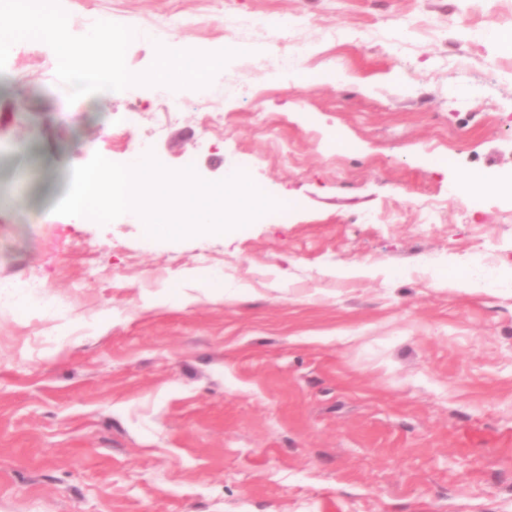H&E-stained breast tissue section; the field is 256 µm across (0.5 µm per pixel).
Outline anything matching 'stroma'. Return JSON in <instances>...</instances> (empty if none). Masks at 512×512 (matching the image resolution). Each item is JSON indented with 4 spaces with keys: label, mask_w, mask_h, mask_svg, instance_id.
<instances>
[{
    "label": "stroma",
    "mask_w": 512,
    "mask_h": 512,
    "mask_svg": "<svg viewBox=\"0 0 512 512\" xmlns=\"http://www.w3.org/2000/svg\"><path fill=\"white\" fill-rule=\"evenodd\" d=\"M61 4L139 30L135 73L159 43L237 55L202 95L71 104L48 45L11 50L0 280L53 305L0 309V512H512V287L457 285L482 246L512 279V0ZM246 16L273 35L227 42ZM139 149L209 181L247 160L286 206L178 241L53 214L72 166ZM44 288L46 287L40 280L33 278L0 283V305L4 308H13L19 303L21 297L32 296L42 299L43 305L51 306Z\"/></svg>",
    "instance_id": "stroma-1"
}]
</instances>
